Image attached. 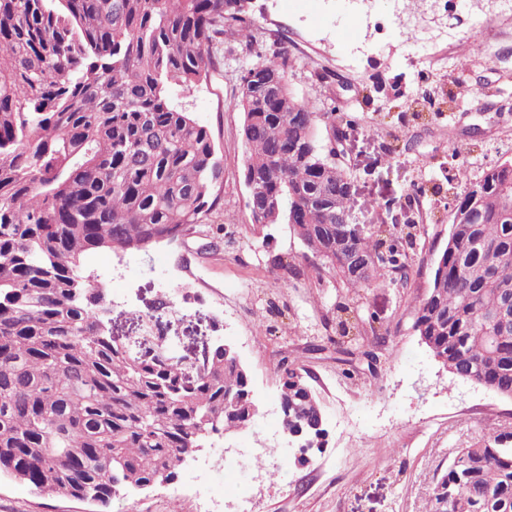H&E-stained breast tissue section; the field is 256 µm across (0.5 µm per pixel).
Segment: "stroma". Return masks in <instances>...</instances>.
Returning a JSON list of instances; mask_svg holds the SVG:
<instances>
[{
    "label": "stroma",
    "instance_id": "35a3bbf8",
    "mask_svg": "<svg viewBox=\"0 0 512 512\" xmlns=\"http://www.w3.org/2000/svg\"><path fill=\"white\" fill-rule=\"evenodd\" d=\"M288 2L253 0L258 47L226 34L208 79L171 97L214 138L231 237L208 248L191 234L142 251L91 249L81 258L88 281L110 285L112 333L132 352L162 336L174 355L191 361L216 339L230 342L250 371L261 412L248 431L206 437L173 484L114 497L106 512H425L458 449L512 431V400L449 374L412 329L415 304L448 240L454 194L512 157V16L430 47L420 69L394 29L355 52L336 36V0H311L305 12ZM280 39L288 42L294 95L356 123L345 162L357 201L415 213V234L402 240L406 282L355 296L328 276L284 287L271 272L269 253L299 265L304 248L287 225L253 231L235 102L241 71L259 64V46ZM462 44L468 50L461 58ZM339 303L358 307L371 323L364 348L374 362L329 341L322 320ZM384 333L388 342L377 345L375 335ZM284 359L303 366L324 411L325 444L302 466L266 416L279 406L275 366ZM265 445L274 454L255 458L253 449ZM227 448L243 460L230 475L220 457ZM89 510L0 479V512Z\"/></svg>",
    "mask_w": 512,
    "mask_h": 512
}]
</instances>
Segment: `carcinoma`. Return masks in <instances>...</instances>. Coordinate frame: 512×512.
<instances>
[{"mask_svg": "<svg viewBox=\"0 0 512 512\" xmlns=\"http://www.w3.org/2000/svg\"><path fill=\"white\" fill-rule=\"evenodd\" d=\"M241 0H0V474L98 507L171 479L204 432L241 427L249 374L213 351L185 367L138 357L105 328L108 294L88 283V250L140 251L197 232L221 210L224 166L210 132L174 108L208 78L231 31L256 41ZM286 42L240 76L244 181L342 288L407 279L384 230L350 248L387 257L354 276L336 236L354 209L351 176L319 143L336 110L298 99ZM448 242L415 305L414 330L453 375L512 394V158L461 195ZM288 283L305 271L269 259ZM288 428L324 436L303 367L280 361ZM428 512H512V431L457 451Z\"/></svg>", "mask_w": 512, "mask_h": 512, "instance_id": "cac0c4a2", "label": "carcinoma"}]
</instances>
